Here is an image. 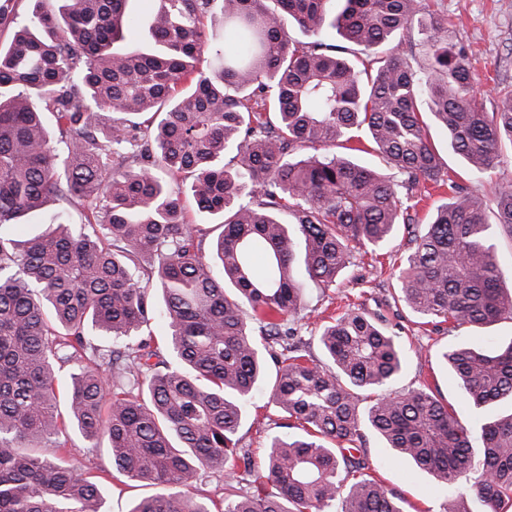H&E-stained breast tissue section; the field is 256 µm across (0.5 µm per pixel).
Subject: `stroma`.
Returning <instances> with one entry per match:
<instances>
[{
  "instance_id": "obj_1",
  "label": "stroma",
  "mask_w": 512,
  "mask_h": 512,
  "mask_svg": "<svg viewBox=\"0 0 512 512\" xmlns=\"http://www.w3.org/2000/svg\"><path fill=\"white\" fill-rule=\"evenodd\" d=\"M434 8L447 17L452 40L467 46L480 81L479 100L485 110H492L495 88L512 89V0H436ZM431 141L443 171L468 191L488 194L497 186L512 184L511 150L504 151L490 170L474 175L463 159L449 149L440 129H432ZM403 255L402 239H394L358 255L354 265L329 290L309 288L299 315L301 335L312 356L322 359L315 340L322 317L341 312L347 304L357 305L372 317L385 320L388 328L404 336L410 347L405 370L392 383V390L428 384L439 400L455 409L461 420L473 421L479 412L463 399L439 353L462 341L481 345L490 338L502 345L511 343L512 320L503 319L479 331L456 328L448 322L419 325L417 315L399 298L395 274ZM280 421L279 410L269 405L265 394H257L237 432L241 447L261 455L269 438L278 434ZM365 458L371 473L404 494L412 512H439L444 490L436 478L416 470L410 462L396 460L374 435L367 438Z\"/></svg>"
}]
</instances>
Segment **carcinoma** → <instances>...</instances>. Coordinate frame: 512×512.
Returning a JSON list of instances; mask_svg holds the SVG:
<instances>
[{
    "mask_svg": "<svg viewBox=\"0 0 512 512\" xmlns=\"http://www.w3.org/2000/svg\"><path fill=\"white\" fill-rule=\"evenodd\" d=\"M128 2L34 0L23 14L0 0V512H104L115 473L153 487L129 512H212L190 489L217 473L235 479L224 512H406L353 455L369 433L447 485L439 512H471L462 478L483 512H503L512 411L482 420L475 448L428 385L380 393L408 357L382 320L354 308L323 324L324 366L289 323L308 288L336 285L401 226L398 291L414 313L473 329L512 319L492 231L512 236V185L480 196L445 181L429 138L441 128L486 172L512 149V90L485 111L428 0H155L145 50L124 46ZM216 6L224 31L209 32ZM415 26L423 72L381 51ZM330 31L377 67L357 68ZM362 129L404 179L334 151ZM186 181L222 228L209 258L181 219ZM429 182L453 196L419 233L411 210ZM52 204L56 228L18 240L21 218ZM68 207L85 213L78 231ZM441 357L476 409L512 405V342ZM264 388L286 432L257 461L237 432ZM70 429L107 441L112 469L39 452Z\"/></svg>",
    "mask_w": 512,
    "mask_h": 512,
    "instance_id": "obj_1",
    "label": "carcinoma"
}]
</instances>
